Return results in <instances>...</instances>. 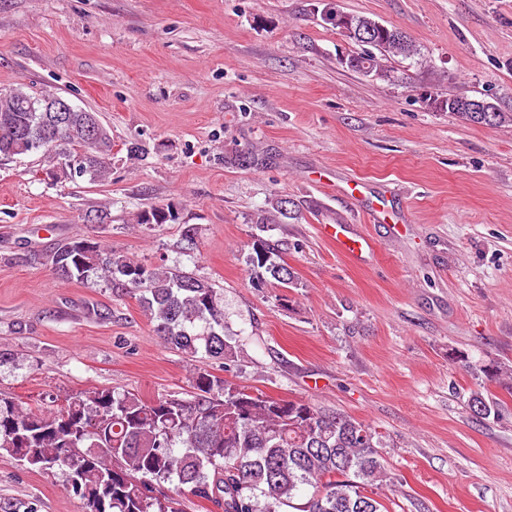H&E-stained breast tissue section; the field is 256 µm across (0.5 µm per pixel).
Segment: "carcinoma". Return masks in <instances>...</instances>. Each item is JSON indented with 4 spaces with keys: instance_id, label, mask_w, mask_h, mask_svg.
Listing matches in <instances>:
<instances>
[{
    "instance_id": "carcinoma-1",
    "label": "carcinoma",
    "mask_w": 512,
    "mask_h": 512,
    "mask_svg": "<svg viewBox=\"0 0 512 512\" xmlns=\"http://www.w3.org/2000/svg\"><path fill=\"white\" fill-rule=\"evenodd\" d=\"M351 40L369 45L358 58L378 78H394L390 63L421 49L403 31L363 14H350ZM55 93L22 87L0 92V160L39 153L66 177L105 182L112 171V139L101 128L87 134V115L72 112L60 134L48 137L53 113L41 102ZM482 118L456 112L465 124L512 125L496 104ZM279 244L257 238L250 265L282 285L295 284L279 260ZM57 274L87 286L103 281L133 295L171 348L230 367L237 351L226 334L224 302L214 284L180 269L145 266L102 242L76 235L53 253ZM453 359L465 370L499 381L508 369ZM188 397L144 399L95 388L32 408L0 393V454L43 472L60 470L84 512H187L208 502L221 512H388L379 490L387 472L381 435L369 423L302 400L254 392L206 370L196 372ZM500 402L471 392L468 409L482 419L499 415Z\"/></svg>"
}]
</instances>
